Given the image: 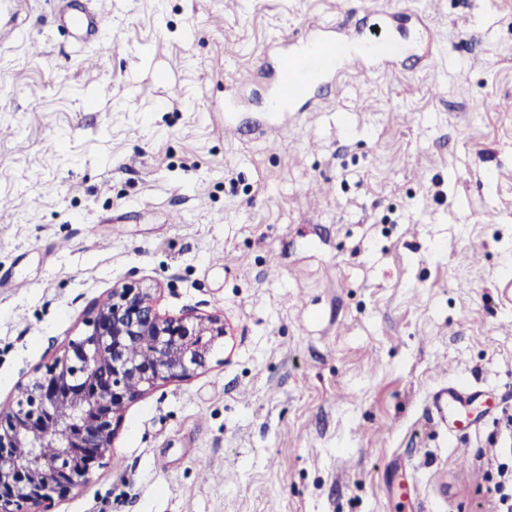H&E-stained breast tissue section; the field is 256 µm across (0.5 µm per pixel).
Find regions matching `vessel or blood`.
<instances>
[{
	"mask_svg": "<svg viewBox=\"0 0 512 512\" xmlns=\"http://www.w3.org/2000/svg\"><path fill=\"white\" fill-rule=\"evenodd\" d=\"M107 5V0H86L77 8L65 5L64 23L77 32L102 35L107 21ZM278 44L282 49L279 71L265 106L266 112L272 116L269 131L274 135L280 131L278 115L295 111L298 103L327 85L336 74L338 61H345L349 65H364L373 61L385 71L390 70L392 65L389 54L377 50L373 42L365 41L358 49L349 50L328 33L303 40L294 46L282 37ZM472 402V394L460 385L451 384L440 387L433 394L430 406L440 421L455 422L466 414Z\"/></svg>",
	"mask_w": 512,
	"mask_h": 512,
	"instance_id": "obj_1",
	"label": "vessel or blood"
}]
</instances>
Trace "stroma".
Segmentation results:
<instances>
[{
  "label": "stroma",
  "instance_id": "1",
  "mask_svg": "<svg viewBox=\"0 0 512 512\" xmlns=\"http://www.w3.org/2000/svg\"><path fill=\"white\" fill-rule=\"evenodd\" d=\"M424 14L434 67L346 66L276 138L279 36ZM0 46V407L113 286L224 320L127 403L50 512H499L512 470V0H112L77 41L27 0ZM37 53H30V46ZM245 126L224 137V104ZM463 381L471 428L429 398ZM209 470L200 474L199 461Z\"/></svg>",
  "mask_w": 512,
  "mask_h": 512
}]
</instances>
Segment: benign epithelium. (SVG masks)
<instances>
[{"mask_svg":"<svg viewBox=\"0 0 512 512\" xmlns=\"http://www.w3.org/2000/svg\"><path fill=\"white\" fill-rule=\"evenodd\" d=\"M84 334L21 387L16 405L0 409V512H32L87 484L111 456L126 403L156 383L189 378L207 368L224 337V321L160 314L146 288L112 289L110 307L96 309ZM152 356L132 357L136 347ZM70 407L61 419L55 408ZM55 442L47 461L40 448ZM28 448L25 458L14 449Z\"/></svg>","mask_w":512,"mask_h":512,"instance_id":"benign-epithelium-1","label":"benign epithelium"}]
</instances>
